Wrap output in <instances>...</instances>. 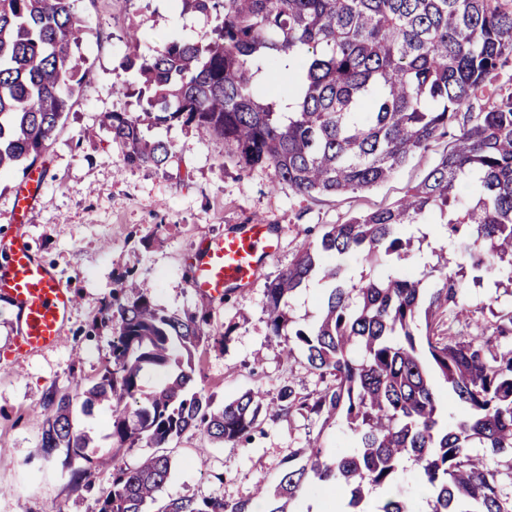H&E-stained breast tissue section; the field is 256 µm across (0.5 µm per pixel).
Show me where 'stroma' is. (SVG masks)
<instances>
[{
    "mask_svg": "<svg viewBox=\"0 0 512 512\" xmlns=\"http://www.w3.org/2000/svg\"><path fill=\"white\" fill-rule=\"evenodd\" d=\"M88 27L77 50L87 76L76 102L43 156L44 177L30 210L11 222L19 176L0 177V259L15 240L27 241L44 265L59 273L76 299L57 345L14 362L11 349L17 321L0 300V448L10 458L0 462V512H98V498L112 473L97 472L90 487L69 486L61 458L32 457L43 425L41 403L53 389L74 391L96 380L112 362L115 325L102 313L126 272L145 279L156 305L169 314L201 310L211 316L214 332H228L221 346L203 345L195 355L196 391L215 405L260 389L268 396L289 386L301 394L325 384L303 357L284 360L279 338L267 328L264 289L268 280L295 259L300 246L320 235L324 225L342 223L351 213L392 205L432 166L438 150L415 153L387 183L341 197L309 198L277 183L273 169L241 170L224 140L199 138L181 125L159 130L173 145L174 157L163 168H132L122 148L107 133L84 139L83 130L104 112L141 113L136 97L116 91L115 68L127 50V34L138 28L140 53L150 55L172 35L204 44L217 24L214 16L181 11L174 0H77ZM261 218L274 224L278 247L255 281L209 300L191 286V270L202 244ZM426 235H414L393 265L422 274L458 258L444 245L439 214L426 217ZM465 303L473 318L447 316L454 333H481L488 305L512 308V278L477 285L465 280ZM95 335H88L89 326ZM328 448H346L350 432L342 426L321 429L299 414L263 415L251 441L241 446L208 444L196 431L171 439L163 448L174 463L163 497H249L258 478L276 482L290 455L312 436ZM207 448L198 457V448Z\"/></svg>",
    "mask_w": 512,
    "mask_h": 512,
    "instance_id": "1",
    "label": "stroma"
}]
</instances>
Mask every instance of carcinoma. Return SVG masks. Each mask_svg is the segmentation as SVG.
Here are the masks:
<instances>
[{
    "instance_id": "obj_1",
    "label": "carcinoma",
    "mask_w": 512,
    "mask_h": 512,
    "mask_svg": "<svg viewBox=\"0 0 512 512\" xmlns=\"http://www.w3.org/2000/svg\"><path fill=\"white\" fill-rule=\"evenodd\" d=\"M76 0H0V176H26L53 142L86 72L73 58L86 19ZM222 16L205 45L170 38L152 55L136 36L119 68L123 85L146 101L143 115L106 112L100 127L123 147L130 167H164L173 157L142 126H190L230 143L241 168L271 167L302 196L340 197L387 182L418 150L456 129L435 163L389 207L329 224L288 269L265 286L271 335L290 360L304 354L330 382L301 395L279 390L267 402L249 390L219 408L190 391L193 351L211 339L210 316L168 315L144 280L122 277L105 318L115 320L112 365L82 393L50 391L36 456L64 453L62 473L79 490L112 469L99 512H148L172 471L154 452L133 466L120 456L143 443L160 447L193 429L213 442L252 438L262 410L343 422L353 449L329 450L321 437L288 458L278 484L259 480L250 497L171 498L160 512H297L323 490L347 512H512V310L489 308L479 336L445 333L444 317L468 313L464 277L481 283L512 272V94L486 111L464 112L512 56V0H179ZM448 216L458 270L433 267L432 288L410 272L375 275L410 245L404 231L432 212ZM357 257L369 273L347 277ZM327 285L313 325L289 314L290 299L313 279ZM178 372L142 397L152 369ZM462 408L443 419L436 384ZM111 411L107 438L93 444L74 406ZM483 449L476 454L473 449ZM425 506L392 492L406 468ZM379 497H374V494Z\"/></svg>"
}]
</instances>
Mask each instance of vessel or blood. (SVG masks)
<instances>
[{
	"instance_id": "vessel-or-blood-1",
	"label": "vessel or blood",
	"mask_w": 512,
	"mask_h": 512,
	"mask_svg": "<svg viewBox=\"0 0 512 512\" xmlns=\"http://www.w3.org/2000/svg\"><path fill=\"white\" fill-rule=\"evenodd\" d=\"M276 250L271 225L256 219L238 225L224 238L206 243L194 264L192 286L203 297H220L249 284L260 264ZM0 299L17 311L19 328L13 340L17 355L54 346L75 304L57 274L40 263L25 242H16L7 269L0 274Z\"/></svg>"
}]
</instances>
